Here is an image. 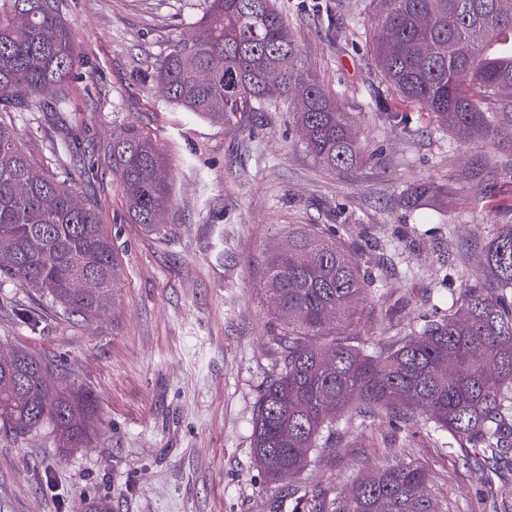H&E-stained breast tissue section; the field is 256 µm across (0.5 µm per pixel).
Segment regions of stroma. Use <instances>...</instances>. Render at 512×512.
Returning a JSON list of instances; mask_svg holds the SVG:
<instances>
[{
    "mask_svg": "<svg viewBox=\"0 0 512 512\" xmlns=\"http://www.w3.org/2000/svg\"><path fill=\"white\" fill-rule=\"evenodd\" d=\"M204 2L57 0L81 61L57 91L63 112H46L45 96L24 90L0 112L38 171L95 205L115 265L107 307L90 320L0 283V356H38L53 369L50 384L94 398L88 447H59L46 431L0 432V512H273L296 488L348 493L394 448L431 470L433 495L459 512H512L511 470L490 473L448 433L383 412L344 417L334 449L318 450L297 476L266 481L252 425L282 349L280 316L259 291L265 254L286 248L296 226L335 227L374 278L337 331L381 346L414 335L447 313L452 292L492 287L484 249L496 225L512 224V140H460L399 97L370 56L369 0H274L369 151L361 164L320 166L284 107L226 124L185 111L152 73L172 41L193 31ZM379 102L408 113L409 129L374 112ZM130 124L172 170L159 232L131 220L112 171V141ZM71 128L82 152L68 146ZM421 183L434 191L410 209Z\"/></svg>",
    "mask_w": 512,
    "mask_h": 512,
    "instance_id": "obj_1",
    "label": "stroma"
}]
</instances>
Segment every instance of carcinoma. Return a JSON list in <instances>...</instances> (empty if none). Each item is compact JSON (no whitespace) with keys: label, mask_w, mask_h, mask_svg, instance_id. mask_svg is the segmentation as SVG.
I'll return each instance as SVG.
<instances>
[{"label":"carcinoma","mask_w":512,"mask_h":512,"mask_svg":"<svg viewBox=\"0 0 512 512\" xmlns=\"http://www.w3.org/2000/svg\"><path fill=\"white\" fill-rule=\"evenodd\" d=\"M370 52L404 100L425 107L464 140L494 139L512 124V0H370ZM71 28L54 0H0V112L17 89L48 94L80 62ZM174 105L216 122L244 112L293 111L306 150L322 166L364 160L347 113L306 69L302 51L272 0H206L195 33L177 38L157 66ZM112 169L132 219L155 228L171 205V170L151 137L126 126L112 144ZM0 278L25 284L64 313L82 318L106 307L115 269L112 242L93 204L64 181L41 175L0 124ZM497 292L462 288L448 314L388 348L367 351L329 327L368 291L369 278L335 236L308 225L288 249L268 254L260 290L283 313L282 367L259 398L253 453L267 480L301 472L317 448L336 445L348 409H382L405 422L428 416L435 428L476 448V461L507 462L512 429V224L498 225L485 250ZM316 336L324 342L313 343ZM453 355L457 371L438 373ZM49 366L25 352L0 357V430L25 435L48 426L62 448H83L89 397L51 386ZM395 462L358 479L345 496L327 489L296 495L289 512H456L430 492V470Z\"/></svg>","instance_id":"carcinoma-1"}]
</instances>
